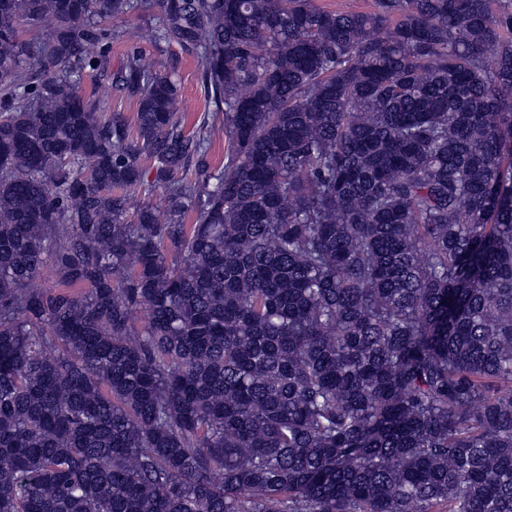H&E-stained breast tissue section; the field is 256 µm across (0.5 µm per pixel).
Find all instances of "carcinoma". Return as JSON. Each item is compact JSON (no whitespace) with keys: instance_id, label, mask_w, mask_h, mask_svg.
<instances>
[{"instance_id":"1","label":"carcinoma","mask_w":512,"mask_h":512,"mask_svg":"<svg viewBox=\"0 0 512 512\" xmlns=\"http://www.w3.org/2000/svg\"><path fill=\"white\" fill-rule=\"evenodd\" d=\"M140 6L221 125L0 0V512H512V0ZM375 0H314V5L329 11H370ZM107 82L106 76H100V72H90L83 78L82 87L87 95L95 94L96 97L100 98L106 111L122 112L133 128L136 117L135 101L128 97L126 93L115 88H112L107 95L102 96L101 85L107 84Z\"/></svg>"}]
</instances>
